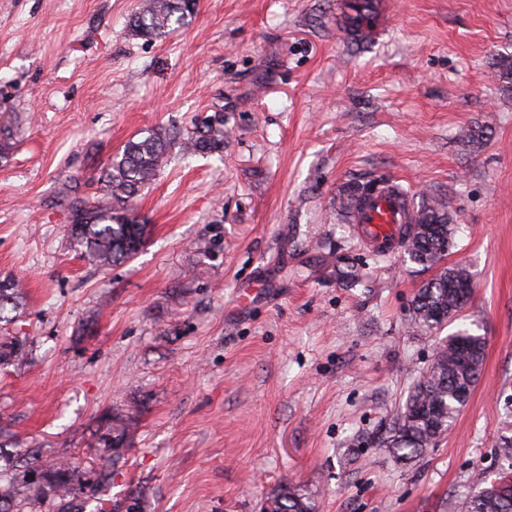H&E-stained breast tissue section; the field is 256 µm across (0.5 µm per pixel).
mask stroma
Wrapping results in <instances>:
<instances>
[{
	"mask_svg": "<svg viewBox=\"0 0 512 512\" xmlns=\"http://www.w3.org/2000/svg\"><path fill=\"white\" fill-rule=\"evenodd\" d=\"M344 0H198L161 42L131 35L141 0H0V278L26 297L0 323V469L112 458L111 416L136 419L105 502L137 512H261L300 484L318 512H461L503 466L512 429V0H378L352 39ZM224 115L223 155L172 151L134 200L148 235L102 270L70 245L64 182L82 193L140 130L180 139ZM397 181L445 201L446 262L471 275L432 331L411 301L428 272L372 251L349 184ZM486 339L451 430L415 461L380 442L442 340Z\"/></svg>",
	"mask_w": 512,
	"mask_h": 512,
	"instance_id": "obj_1",
	"label": "stroma"
}]
</instances>
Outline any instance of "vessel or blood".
<instances>
[{
	"label": "vessel or blood",
	"mask_w": 512,
	"mask_h": 512,
	"mask_svg": "<svg viewBox=\"0 0 512 512\" xmlns=\"http://www.w3.org/2000/svg\"><path fill=\"white\" fill-rule=\"evenodd\" d=\"M353 222L358 239L379 249H390L401 225L407 222L406 193L402 186L389 183L378 194L366 199L355 211Z\"/></svg>",
	"instance_id": "obj_1"
}]
</instances>
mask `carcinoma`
<instances>
[{
  "mask_svg": "<svg viewBox=\"0 0 512 512\" xmlns=\"http://www.w3.org/2000/svg\"><path fill=\"white\" fill-rule=\"evenodd\" d=\"M347 27H360L371 19L374 0H351ZM197 0H143L129 22V30L147 41H162L172 25L192 19ZM185 150L199 154L224 151V113L199 115L182 137ZM172 141L156 129H147L128 140L110 157L98 178L100 197L92 201L78 195L65 182L59 190L62 205L70 215L69 234L84 257L99 268L121 264L135 255L147 236V225L133 216L131 204L151 184L167 162ZM401 236L409 241L410 260L430 270L448 255L453 246L454 226L449 224L447 206L438 202L422 210L417 223L404 225ZM468 271L458 265L441 269L417 289L412 307L420 327L433 330L455 318L470 301L473 289L466 284ZM21 283L0 280V322L4 313L16 310ZM17 338L0 343V364L21 355ZM485 338L467 329L448 337L428 370L413 387L403 410L397 414L384 447L399 461H410L451 429L479 378ZM132 417L112 418V461L104 464L93 483L78 489L71 468L59 466L50 473L34 466L20 480L0 471V512H72L71 501L84 495V505L98 500L100 488L112 479L121 450L132 436ZM508 467L495 477H484L476 494L462 503V512H512V437L501 438ZM263 512H317L316 505L298 485L283 481L272 488Z\"/></svg>",
  "mask_w": 512,
  "mask_h": 512,
  "instance_id": "1",
  "label": "carcinoma"
}]
</instances>
